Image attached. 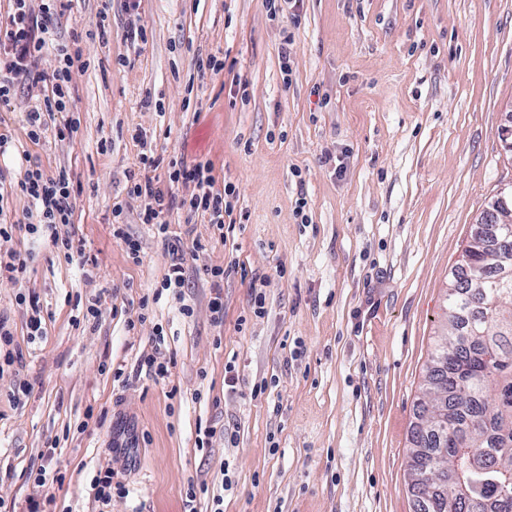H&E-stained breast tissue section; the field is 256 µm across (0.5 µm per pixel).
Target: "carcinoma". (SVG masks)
<instances>
[{
    "label": "carcinoma",
    "mask_w": 512,
    "mask_h": 512,
    "mask_svg": "<svg viewBox=\"0 0 512 512\" xmlns=\"http://www.w3.org/2000/svg\"><path fill=\"white\" fill-rule=\"evenodd\" d=\"M461 257L427 377L433 399L423 407L447 410L451 427L442 443L411 434L409 476L424 494L421 476L458 463L464 487L435 495L427 512H463L466 496L490 503V512H512V275L499 276L512 271V256L495 259L470 243Z\"/></svg>",
    "instance_id": "carcinoma-1"
}]
</instances>
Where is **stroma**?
<instances>
[{
    "mask_svg": "<svg viewBox=\"0 0 512 512\" xmlns=\"http://www.w3.org/2000/svg\"><path fill=\"white\" fill-rule=\"evenodd\" d=\"M126 2L103 19L102 0H72L57 22L87 63L72 74L76 142H31L27 99L0 103L12 136L0 206L18 225L0 254L33 255L25 280L0 284L22 354L0 367V505L25 512L49 452L65 475L52 512H414L410 431L448 282L489 202L512 187L499 139L512 0H293L277 17L265 0ZM131 26L145 41H127ZM210 54L224 59L219 75L196 67ZM145 145L210 161L216 190L236 187L227 239L169 214L172 232L208 242L198 266L226 268L223 321L192 267L180 294L127 327L167 270L126 194ZM30 158L68 169L88 264L26 231L18 183ZM118 201L140 261L112 236ZM31 292L40 336L18 302ZM155 345L173 362L168 379L138 368ZM203 424L235 443L197 448ZM107 467L126 490L105 507L93 479ZM201 482L207 493L188 501Z\"/></svg>",
    "mask_w": 512,
    "mask_h": 512,
    "instance_id": "35a3bbf8",
    "label": "stroma"
}]
</instances>
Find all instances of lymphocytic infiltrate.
Here are the masks:
<instances>
[{"instance_id":"1","label":"lymphocytic infiltrate","mask_w":512,"mask_h":512,"mask_svg":"<svg viewBox=\"0 0 512 512\" xmlns=\"http://www.w3.org/2000/svg\"><path fill=\"white\" fill-rule=\"evenodd\" d=\"M31 2L12 0L11 11L0 15V102L25 91L31 102L25 118L28 138L34 142L49 137L71 142L78 136L80 121L67 116L66 111L73 68L82 55L53 38L54 21L65 13L70 0H41L36 9ZM50 50L55 53L56 65L51 73L39 72L38 62ZM163 161V156L155 152L139 153L140 174L132 178L128 194L141 202L139 223L164 236L169 266L161 287L177 290L184 287L190 262L199 258L206 245L198 239L187 244L182 238L170 237L169 211L181 207L189 215L206 219L216 231H223L233 222L230 197L236 188L228 185L224 190H215L211 167L206 162L179 166L169 171L167 181H160L156 172ZM181 185L191 186V193L177 194ZM18 186L36 212L37 220L29 224V231H41L67 259L85 262L82 240L76 233L60 232L62 226L72 223L78 203L66 168L49 173L38 162H31Z\"/></svg>"}]
</instances>
